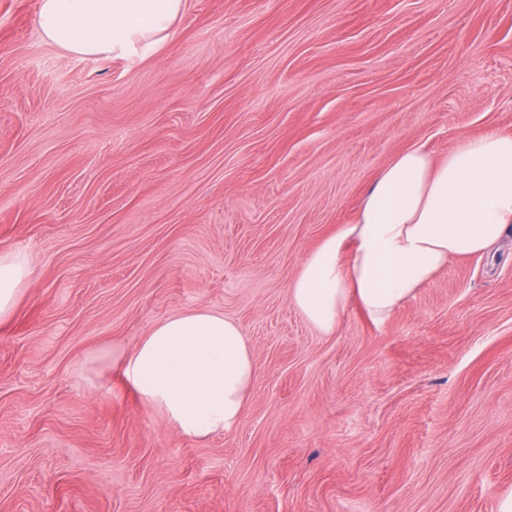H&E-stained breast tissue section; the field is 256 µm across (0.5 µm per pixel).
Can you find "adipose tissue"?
<instances>
[{
    "instance_id": "1",
    "label": "adipose tissue",
    "mask_w": 512,
    "mask_h": 512,
    "mask_svg": "<svg viewBox=\"0 0 512 512\" xmlns=\"http://www.w3.org/2000/svg\"><path fill=\"white\" fill-rule=\"evenodd\" d=\"M186 0H39L36 25L58 48L98 59H144L165 45ZM512 226V134L457 138L437 161L419 145L396 154L367 189L352 223L305 258L289 301L331 336L349 304L388 321L451 259L488 253ZM31 274L0 253V321ZM142 401L182 436L204 440L237 427L256 380L241 328L208 309L156 321L122 360Z\"/></svg>"
}]
</instances>
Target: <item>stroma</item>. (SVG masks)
<instances>
[{
  "mask_svg": "<svg viewBox=\"0 0 512 512\" xmlns=\"http://www.w3.org/2000/svg\"><path fill=\"white\" fill-rule=\"evenodd\" d=\"M0 0V512H497L512 494V231L377 325L288 299L398 152L512 133V0H186L143 60ZM238 323L242 423L173 431L118 360L158 320ZM30 274L28 260L23 254L0 253V321L7 320L12 315Z\"/></svg>",
  "mask_w": 512,
  "mask_h": 512,
  "instance_id": "35a3bbf8",
  "label": "stroma"
}]
</instances>
